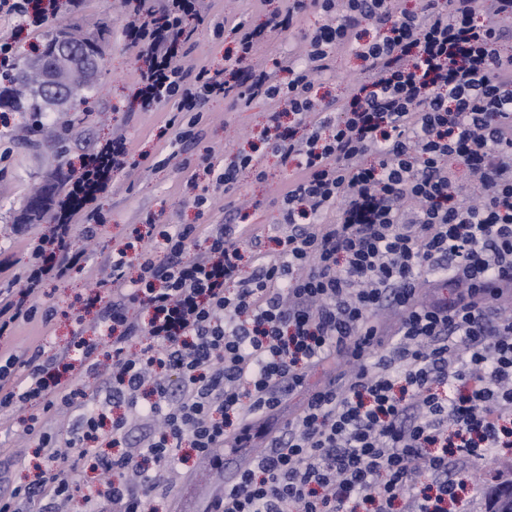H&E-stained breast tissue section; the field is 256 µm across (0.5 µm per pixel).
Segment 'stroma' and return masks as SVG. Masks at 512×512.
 Returning a JSON list of instances; mask_svg holds the SVG:
<instances>
[{
  "label": "stroma",
  "mask_w": 512,
  "mask_h": 512,
  "mask_svg": "<svg viewBox=\"0 0 512 512\" xmlns=\"http://www.w3.org/2000/svg\"><path fill=\"white\" fill-rule=\"evenodd\" d=\"M204 3L206 22L198 27L188 51L186 64L190 67L204 59L223 62L225 45L213 39L211 24L236 12L253 10L250 0H204ZM127 12L126 0H80L79 8L74 11L67 5H60L53 19L39 27L22 26L20 18L0 13V39L12 41L21 60L33 58L35 47L45 42L47 34L70 30L75 24L94 32L98 38L104 56L103 72L95 89L77 104L78 109L90 112L91 117L72 137L69 162H77L91 144L116 132L129 138L135 153L153 154L160 149L154 131L164 123L166 113L141 112L130 106L140 62L136 48L121 36ZM361 76L357 60L345 54L334 55L322 78V90L328 98L343 97ZM268 111L269 106L263 101L243 110L231 99H211L201 138L184 142L180 152L189 157L211 147L220 151L224 158H231L262 130ZM54 156V150L45 146L14 148L10 168L0 176V245L13 247L17 258H24L27 244L12 241L10 228L25 215L30 196L53 188L57 167ZM186 194V177L175 165L131 176L123 172L116 174L111 192L100 201L108 221L98 225L88 251L95 256L110 249L113 243L125 237L130 225L143 224L150 213L164 214L173 224L196 223L195 211L187 203ZM71 330L69 320L63 317L58 318L48 332L39 323L28 324L19 329L14 347L21 351L38 342L50 349H62L70 341ZM221 482L220 469L206 462L196 467L189 478L180 479L172 486L170 499L178 512H194L198 501L215 492Z\"/></svg>",
  "instance_id": "1"
}]
</instances>
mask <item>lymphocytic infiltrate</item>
Here are the masks:
<instances>
[{
    "mask_svg": "<svg viewBox=\"0 0 512 512\" xmlns=\"http://www.w3.org/2000/svg\"><path fill=\"white\" fill-rule=\"evenodd\" d=\"M133 11L122 36L145 62L141 109L168 115L161 150L132 154L120 133L96 143L64 172L27 257H0V428L38 458L0 512L76 497L84 512H157L189 460L255 437L263 451L204 512H448L462 491L480 492L452 461L512 454V53L496 25L512 21V0H419L413 11L286 0L259 25L246 13L214 24L234 48L192 71L181 59L203 0H134ZM313 13L323 24L302 32ZM283 32L301 33L303 55L251 67ZM336 53L363 77L325 103L317 89ZM217 96L270 106L263 141L290 169L273 200L275 248L252 224L147 215L132 230L140 249L104 254L109 281L68 311L71 351L7 349L22 324L52 330L45 287L88 266L74 237L93 239L117 173L178 161L201 213L240 172L265 179L257 154L180 157ZM456 161L478 202L458 193ZM385 309L395 327L377 320ZM337 353L347 381L306 391L280 423L287 396ZM90 377L105 379L106 397ZM89 463L101 472L92 486Z\"/></svg>",
    "mask_w": 512,
    "mask_h": 512,
    "instance_id": "obj_1",
    "label": "lymphocytic infiltrate"
}]
</instances>
